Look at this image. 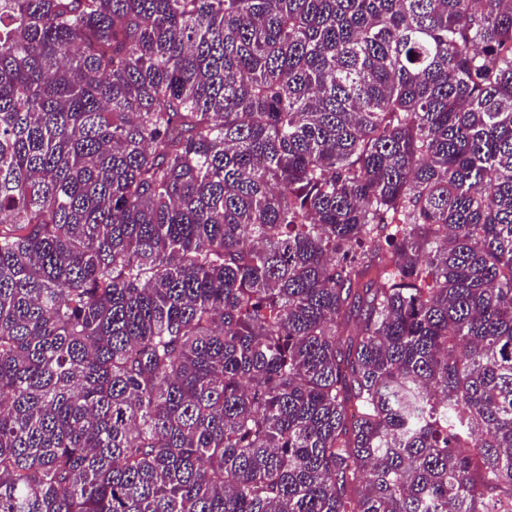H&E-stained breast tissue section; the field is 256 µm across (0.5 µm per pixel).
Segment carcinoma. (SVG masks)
I'll return each instance as SVG.
<instances>
[{"instance_id":"obj_1","label":"carcinoma","mask_w":512,"mask_h":512,"mask_svg":"<svg viewBox=\"0 0 512 512\" xmlns=\"http://www.w3.org/2000/svg\"><path fill=\"white\" fill-rule=\"evenodd\" d=\"M0 512H512V0H0Z\"/></svg>"}]
</instances>
